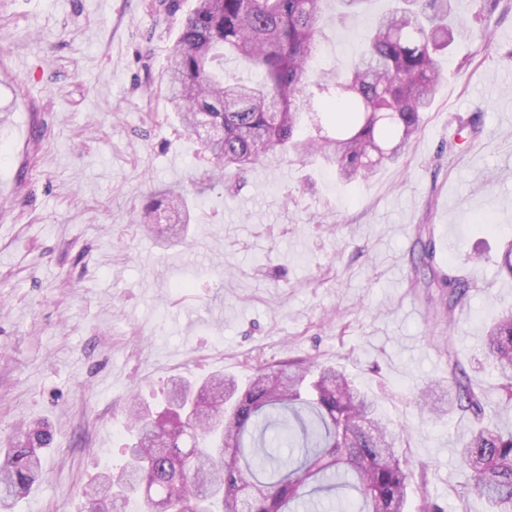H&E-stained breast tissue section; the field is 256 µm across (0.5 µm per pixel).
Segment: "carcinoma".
<instances>
[{
  "mask_svg": "<svg viewBox=\"0 0 512 512\" xmlns=\"http://www.w3.org/2000/svg\"><path fill=\"white\" fill-rule=\"evenodd\" d=\"M457 0H395L361 35L363 48L348 71H317L326 106L344 116L331 133L300 138L312 111L310 64L317 56L327 0H196L171 47L168 100L183 124L201 122L223 136L205 149L224 169L242 171L279 148L336 168L344 181L364 178L397 160L422 129V112L440 81L438 56L457 39L475 38ZM234 57L260 79L224 80ZM182 196L166 190L135 217L144 228L167 212L183 223ZM419 283L440 290V322L451 326L468 303L470 283L453 267L434 265L430 227H418L413 247ZM482 354L497 378L496 396L475 389L458 361L448 362L443 399L423 389L419 413L440 420L457 411L482 421L486 409L512 408V311L485 331ZM245 387L213 377L192 391L171 379L166 408L131 407L134 440L117 471L101 473L85 490L91 512H304L328 503L340 512H406L411 476L399 453L407 429L394 427L374 402L333 366L298 360L251 364ZM52 442L35 424L8 440L0 460V505L41 476L38 450ZM471 473L470 494L486 512H512V430L479 427L457 450Z\"/></svg>",
  "mask_w": 512,
  "mask_h": 512,
  "instance_id": "cac0c4a2",
  "label": "carcinoma"
}]
</instances>
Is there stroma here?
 <instances>
[{
  "instance_id": "obj_1",
  "label": "stroma",
  "mask_w": 512,
  "mask_h": 512,
  "mask_svg": "<svg viewBox=\"0 0 512 512\" xmlns=\"http://www.w3.org/2000/svg\"><path fill=\"white\" fill-rule=\"evenodd\" d=\"M195 3L0 0V439L33 420L53 434L10 512H88L84 485L124 462L132 395L155 408L174 375L243 381L258 354L344 368L409 429L411 502L484 512L455 453L473 419H421L411 396L452 357L496 387L480 345L512 309L496 265L512 240V0L468 5L478 35L445 53L421 132L356 182L291 152L212 176L166 100ZM388 6L328 22L315 67L345 72ZM170 188L191 199L189 224L146 234L134 215ZM422 224L472 283L448 329L411 286Z\"/></svg>"
}]
</instances>
